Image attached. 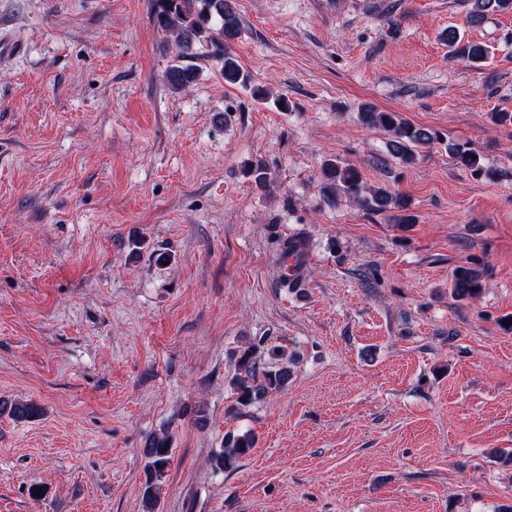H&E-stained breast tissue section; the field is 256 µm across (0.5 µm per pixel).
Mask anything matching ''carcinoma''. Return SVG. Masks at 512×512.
I'll list each match as a JSON object with an SVG mask.
<instances>
[{
    "instance_id": "cac0c4a2",
    "label": "carcinoma",
    "mask_w": 512,
    "mask_h": 512,
    "mask_svg": "<svg viewBox=\"0 0 512 512\" xmlns=\"http://www.w3.org/2000/svg\"><path fill=\"white\" fill-rule=\"evenodd\" d=\"M512 10V0H472L468 23H483L493 13ZM152 19L155 27L165 34L181 52H188L197 44H204L210 50V57L221 63L224 82L231 85L248 86L252 79L237 60L232 46L241 36L242 20L235 0H152ZM454 57L472 65L481 64L487 57V48L480 42H473L450 28L443 34ZM168 85L184 91L198 79V70L191 65L175 64L165 75ZM360 120L368 126L380 129L390 137L388 147L391 155L403 165L415 162L418 150L441 140L440 134L425 126L413 125L397 112L380 111L366 106L359 113ZM448 153L457 165L473 172L483 171L480 155L455 143L448 145ZM246 172L260 188L267 186L269 172L267 165L258 161L247 165ZM320 176L331 192L372 211L386 213L394 224L414 223V216L407 213L408 200L385 187L369 186L362 182L357 168L339 159L326 161ZM482 270L474 266H458L453 272L452 294L462 300L473 299L481 291ZM288 368L263 371L258 363L256 346L246 347L237 359V376L234 385L237 403L247 407L266 398L272 392H279L288 385ZM8 414L15 421L33 419L40 414V407L33 402L16 401L0 403V415ZM254 448V437L250 434L224 435V448L212 458L215 468L230 469L237 461L248 455ZM144 455L148 459L145 482L142 485V501L146 512H154L158 503L159 481L170 462L169 439L159 437L151 440Z\"/></svg>"
}]
</instances>
